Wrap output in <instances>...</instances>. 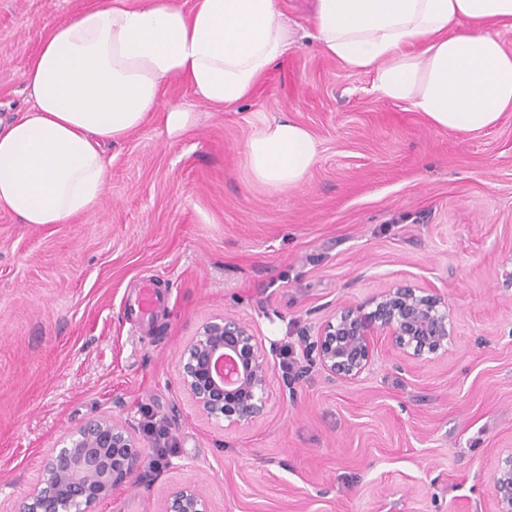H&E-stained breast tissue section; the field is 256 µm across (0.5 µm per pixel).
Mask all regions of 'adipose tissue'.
Here are the masks:
<instances>
[{
    "instance_id": "adipose-tissue-1",
    "label": "adipose tissue",
    "mask_w": 512,
    "mask_h": 512,
    "mask_svg": "<svg viewBox=\"0 0 512 512\" xmlns=\"http://www.w3.org/2000/svg\"><path fill=\"white\" fill-rule=\"evenodd\" d=\"M313 38L346 65L374 71L383 98L436 129L479 132L512 110V0H314ZM278 0H100L50 28L23 74L28 108L0 125V209L25 224H66L108 179L107 150L163 112L168 133L196 121L162 102L171 78L213 107L247 98L294 47ZM251 181L302 184L319 158L310 132L262 121L244 146Z\"/></svg>"
}]
</instances>
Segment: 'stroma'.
Masks as SVG:
<instances>
[{"label":"stroma","mask_w":512,"mask_h":512,"mask_svg":"<svg viewBox=\"0 0 512 512\" xmlns=\"http://www.w3.org/2000/svg\"><path fill=\"white\" fill-rule=\"evenodd\" d=\"M95 0H0V121L25 108L23 78L47 27ZM304 35L231 108L171 80L162 115L109 150L105 191L67 224L0 210V505L23 501L51 450L86 423L135 428L151 486L125 484L93 512H160L184 486L210 512H490L512 452V111L480 132L430 127L384 99L374 74L322 54L308 0H280ZM285 117L320 158L299 186L252 182L244 145ZM169 291L151 331L127 310L143 277ZM448 301L446 354L404 358L389 340L358 379L312 368L291 390L275 364L252 426L223 432L180 388L176 362L208 318L235 314L303 363L335 309L387 288ZM167 431L158 458L146 429Z\"/></svg>","instance_id":"1"}]
</instances>
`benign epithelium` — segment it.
I'll list each match as a JSON object with an SVG mask.
<instances>
[{
  "label": "benign epithelium",
  "mask_w": 512,
  "mask_h": 512,
  "mask_svg": "<svg viewBox=\"0 0 512 512\" xmlns=\"http://www.w3.org/2000/svg\"><path fill=\"white\" fill-rule=\"evenodd\" d=\"M373 309L345 306L305 340V365L284 375L302 379L318 366L343 382L357 379L372 360L381 336L405 356L432 359L448 351L453 324L444 296L432 288L398 285L372 298ZM275 343H266L246 318L222 314L204 322L177 363V379L197 413L224 422V431L241 430L262 416L270 398ZM142 444L136 430L108 418L70 433L52 449L28 499L16 512H91L112 489L134 479ZM493 512H512V454L501 459L492 477ZM161 512H209L196 486L170 493Z\"/></svg>",
  "instance_id": "1"
}]
</instances>
